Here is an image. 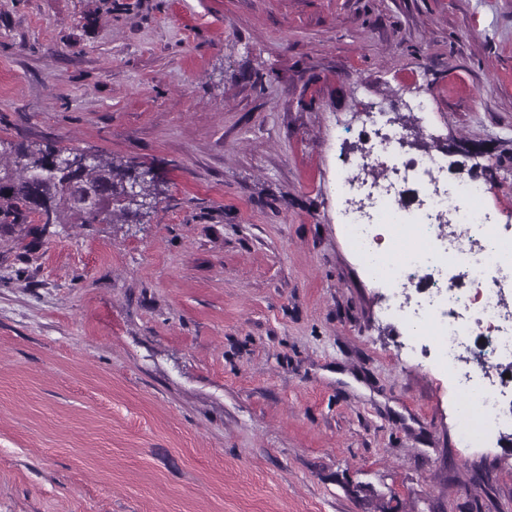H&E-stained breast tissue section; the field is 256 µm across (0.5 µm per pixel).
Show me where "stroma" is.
<instances>
[{
	"label": "stroma",
	"mask_w": 512,
	"mask_h": 512,
	"mask_svg": "<svg viewBox=\"0 0 512 512\" xmlns=\"http://www.w3.org/2000/svg\"><path fill=\"white\" fill-rule=\"evenodd\" d=\"M425 95L512 236V0H0V160L151 170L142 216L0 219V512H512L346 241L341 155Z\"/></svg>",
	"instance_id": "1"
}]
</instances>
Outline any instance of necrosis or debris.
Returning a JSON list of instances; mask_svg holds the SVG:
<instances>
[{"label": "necrosis or debris", "mask_w": 512, "mask_h": 512, "mask_svg": "<svg viewBox=\"0 0 512 512\" xmlns=\"http://www.w3.org/2000/svg\"><path fill=\"white\" fill-rule=\"evenodd\" d=\"M365 118L373 135L336 181L348 241L389 289L410 347H436L458 396L459 442L479 445L512 427V381L499 372L512 363V240L486 206V183L447 184L441 155L409 154L392 112L372 104ZM422 283L429 300L412 303L407 291Z\"/></svg>", "instance_id": "necrosis-or-debris-1"}]
</instances>
